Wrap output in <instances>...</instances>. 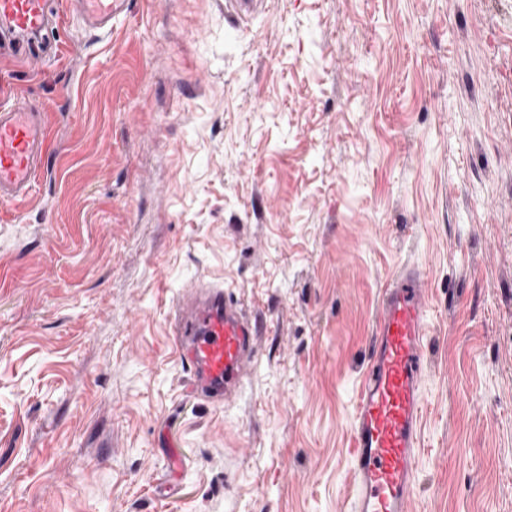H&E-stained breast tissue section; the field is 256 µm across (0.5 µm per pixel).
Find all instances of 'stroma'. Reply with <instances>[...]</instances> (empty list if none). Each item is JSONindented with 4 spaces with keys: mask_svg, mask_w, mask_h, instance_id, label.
I'll use <instances>...</instances> for the list:
<instances>
[{
    "mask_svg": "<svg viewBox=\"0 0 512 512\" xmlns=\"http://www.w3.org/2000/svg\"><path fill=\"white\" fill-rule=\"evenodd\" d=\"M0 87L43 105L0 210V512H348L380 298L429 296L416 512H512V0H126ZM262 318L229 402L173 332Z\"/></svg>",
    "mask_w": 512,
    "mask_h": 512,
    "instance_id": "35a3bbf8",
    "label": "stroma"
}]
</instances>
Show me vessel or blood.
<instances>
[{"mask_svg": "<svg viewBox=\"0 0 512 512\" xmlns=\"http://www.w3.org/2000/svg\"><path fill=\"white\" fill-rule=\"evenodd\" d=\"M91 29L111 26L124 0H67ZM50 0H0V48L17 52L53 23ZM46 112L24 97L0 104V206L30 197L49 151ZM428 296L417 268L403 267L380 300L368 368L350 423L357 488L353 512H412L418 479ZM260 332L223 289H196L179 302L180 359L191 390L208 400L234 397Z\"/></svg>", "mask_w": 512, "mask_h": 512, "instance_id": "obj_1", "label": "vessel or blood"}]
</instances>
